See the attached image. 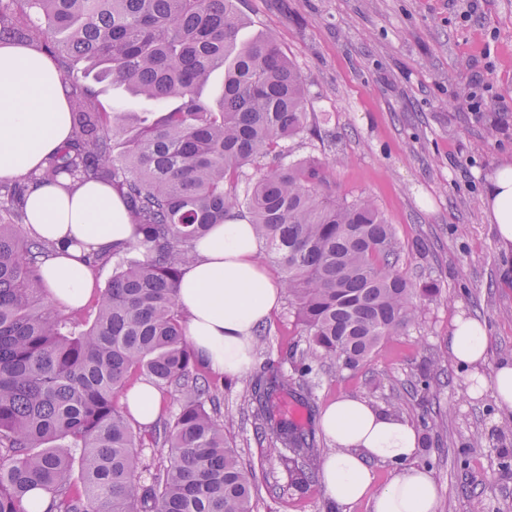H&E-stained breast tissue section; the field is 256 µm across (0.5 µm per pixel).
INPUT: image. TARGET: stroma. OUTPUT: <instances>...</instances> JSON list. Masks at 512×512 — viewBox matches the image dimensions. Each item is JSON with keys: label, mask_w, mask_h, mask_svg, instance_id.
<instances>
[{"label": "stroma", "mask_w": 512, "mask_h": 512, "mask_svg": "<svg viewBox=\"0 0 512 512\" xmlns=\"http://www.w3.org/2000/svg\"><path fill=\"white\" fill-rule=\"evenodd\" d=\"M238 39L272 32L306 78L321 134L288 141L287 160L326 163L333 195L370 198L392 224L398 266L416 289L418 318L354 371L316 365L317 408L343 394L399 414L421 436L438 512H512V411L492 391L470 397L468 371L448 352L462 314L487 332L485 370L512 360V254L498 247L482 206L487 178L512 159V0H238ZM480 86V106L469 92ZM424 252L413 248L415 240ZM437 289L434 297L425 296ZM250 373L217 377L225 434L251 468L255 512H370L340 505L321 482L301 491L259 439L245 395L253 374L289 372L304 349L294 309L282 301L264 325Z\"/></svg>", "instance_id": "obj_1"}]
</instances>
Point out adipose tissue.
<instances>
[{"mask_svg": "<svg viewBox=\"0 0 512 512\" xmlns=\"http://www.w3.org/2000/svg\"><path fill=\"white\" fill-rule=\"evenodd\" d=\"M68 89L53 60L24 44H0V180H16L37 169L69 139ZM499 247L512 252V162L498 167L483 199ZM27 230L53 243L42 275L53 302L81 308L93 294L94 280L83 258L137 239L121 197L108 185L88 181L73 191L56 185L31 188L26 199ZM195 260L180 279L177 303L185 334L196 355L212 372L240 376L254 354L253 332L268 322L284 289L259 259L252 225L240 217L215 225L194 245ZM449 349L452 359L469 366V392L492 389L512 410V360L491 373L484 325L456 316ZM122 402L139 424L154 422L161 398L149 382L135 384ZM333 451L326 458L322 484L343 504L370 498L371 512H437L439 489L432 475L414 466L421 440L413 426L366 400L345 395L331 402L318 421ZM395 464L397 471L378 492H371V465Z\"/></svg>", "mask_w": 512, "mask_h": 512, "instance_id": "obj_1", "label": "adipose tissue"}]
</instances>
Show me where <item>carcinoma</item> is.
<instances>
[{
  "label": "carcinoma",
  "instance_id": "carcinoma-1",
  "mask_svg": "<svg viewBox=\"0 0 512 512\" xmlns=\"http://www.w3.org/2000/svg\"><path fill=\"white\" fill-rule=\"evenodd\" d=\"M235 0H0V43H28L57 62L70 86L71 136L44 164L4 192L0 210V512H255L252 471L208 411L216 402L186 339L177 304L195 241L231 213L253 225L297 310L309 348L288 350L293 374L256 377L249 398L261 436L300 490L324 460L315 434L278 410L285 397L315 406L305 378L324 360L353 370L405 332L414 288L396 269L392 225L368 198L324 192L316 160L281 162L284 143L309 131L306 81L273 34L240 44ZM224 71L214 103L199 89ZM119 83L141 98L172 102L126 117L83 80ZM276 165L244 196L243 167ZM94 180L123 199L137 226L134 248L88 256L115 260L94 321L77 330L48 300L41 261L52 246L26 230L32 183ZM146 376L180 393L178 412L150 432L115 406L130 379Z\"/></svg>",
  "mask_w": 512,
  "mask_h": 512
}]
</instances>
